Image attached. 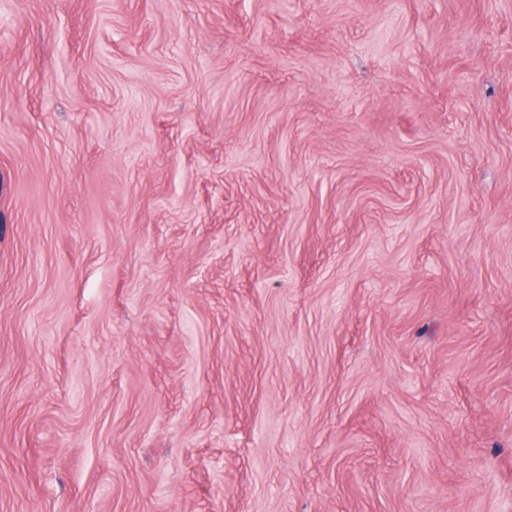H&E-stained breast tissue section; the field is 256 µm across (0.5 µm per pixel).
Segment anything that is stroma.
Segmentation results:
<instances>
[{
  "label": "stroma",
  "instance_id": "35a3bbf8",
  "mask_svg": "<svg viewBox=\"0 0 512 512\" xmlns=\"http://www.w3.org/2000/svg\"><path fill=\"white\" fill-rule=\"evenodd\" d=\"M0 0V512H512V0Z\"/></svg>",
  "mask_w": 512,
  "mask_h": 512
}]
</instances>
